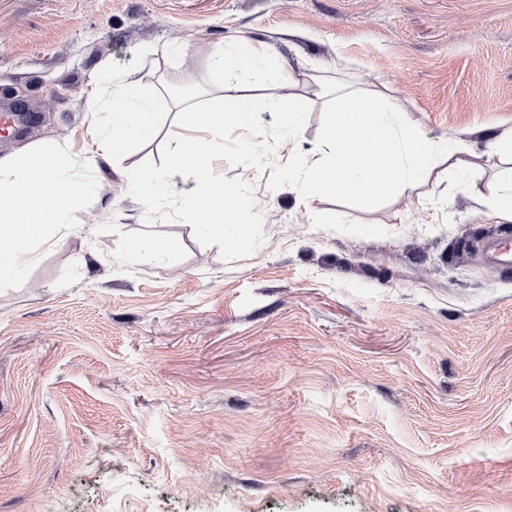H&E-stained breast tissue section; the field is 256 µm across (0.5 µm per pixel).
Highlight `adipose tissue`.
I'll return each mask as SVG.
<instances>
[{
	"label": "adipose tissue",
	"instance_id": "adipose-tissue-1",
	"mask_svg": "<svg viewBox=\"0 0 512 512\" xmlns=\"http://www.w3.org/2000/svg\"><path fill=\"white\" fill-rule=\"evenodd\" d=\"M275 60L261 43H248L235 52L217 49L209 60L213 71L228 73L246 65L273 66ZM335 95L336 105L326 120V144L318 158L301 166L297 190L307 204L315 193L329 189L364 201L392 191L428 184L437 167L426 133L403 106L379 100L350 81L323 84ZM156 101L143 96L133 75H115L94 91L93 109L105 116L103 129L91 136L100 154H118L132 140L155 133ZM60 150L20 151L0 156V276L19 274L36 258L38 247L48 244L49 227L67 232L80 229V213L92 201L76 167L92 165V158L76 157L63 165ZM486 164L494 171V193L477 203L501 222H512V132L490 134Z\"/></svg>",
	"mask_w": 512,
	"mask_h": 512
}]
</instances>
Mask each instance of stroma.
Masks as SVG:
<instances>
[{"label":"stroma","mask_w":512,"mask_h":512,"mask_svg":"<svg viewBox=\"0 0 512 512\" xmlns=\"http://www.w3.org/2000/svg\"><path fill=\"white\" fill-rule=\"evenodd\" d=\"M246 42L281 71L210 69ZM315 70L400 99L473 166L311 209L216 159L264 217L229 262L186 222L144 224L127 172L162 163L167 85L306 96L283 165L325 140ZM104 72L162 99L157 132L97 157L83 229L0 280V512H512V272L485 258L512 228L474 210L494 189L483 134L512 128V0H0V101L40 115L0 126V156L90 148Z\"/></svg>","instance_id":"obj_1"}]
</instances>
